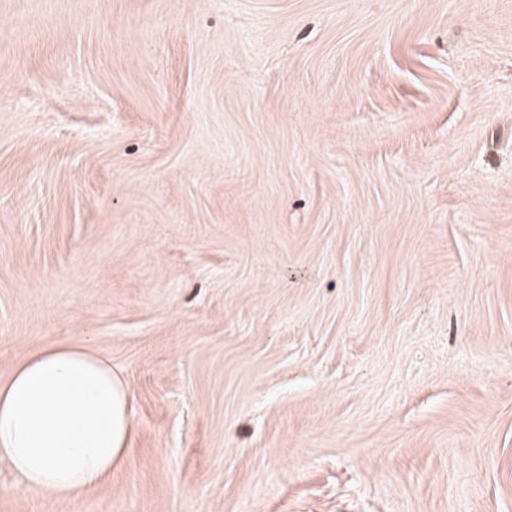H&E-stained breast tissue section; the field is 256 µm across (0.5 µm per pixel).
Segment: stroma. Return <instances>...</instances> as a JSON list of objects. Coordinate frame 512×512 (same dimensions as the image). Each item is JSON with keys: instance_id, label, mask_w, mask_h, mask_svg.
Segmentation results:
<instances>
[{"instance_id": "stroma-1", "label": "stroma", "mask_w": 512, "mask_h": 512, "mask_svg": "<svg viewBox=\"0 0 512 512\" xmlns=\"http://www.w3.org/2000/svg\"><path fill=\"white\" fill-rule=\"evenodd\" d=\"M135 400L0 512H512V0H0V377Z\"/></svg>"}]
</instances>
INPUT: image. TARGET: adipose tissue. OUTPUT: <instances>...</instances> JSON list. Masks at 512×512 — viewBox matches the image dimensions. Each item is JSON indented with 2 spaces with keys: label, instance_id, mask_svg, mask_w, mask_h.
Masks as SVG:
<instances>
[{
  "label": "adipose tissue",
  "instance_id": "1",
  "mask_svg": "<svg viewBox=\"0 0 512 512\" xmlns=\"http://www.w3.org/2000/svg\"><path fill=\"white\" fill-rule=\"evenodd\" d=\"M133 431L123 376L84 342L45 346L0 379V459L27 491L67 497L99 483Z\"/></svg>",
  "mask_w": 512,
  "mask_h": 512
}]
</instances>
